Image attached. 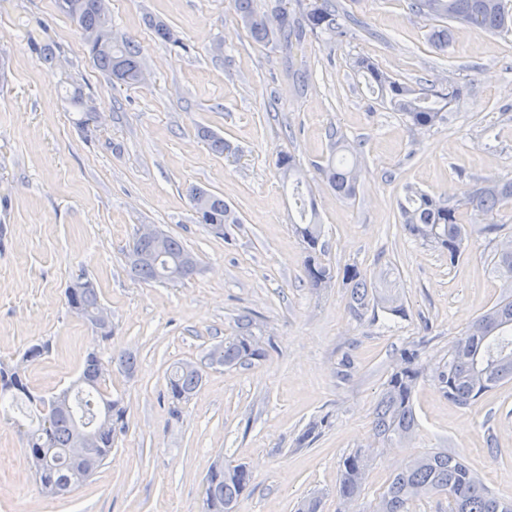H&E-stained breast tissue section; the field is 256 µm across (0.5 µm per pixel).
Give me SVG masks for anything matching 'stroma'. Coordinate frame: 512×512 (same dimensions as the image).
<instances>
[{
    "label": "stroma",
    "instance_id": "35a3bbf8",
    "mask_svg": "<svg viewBox=\"0 0 512 512\" xmlns=\"http://www.w3.org/2000/svg\"><path fill=\"white\" fill-rule=\"evenodd\" d=\"M348 34L305 33L291 47L255 42L232 0H106L117 36L142 49L146 78L126 86L94 67L58 0H0V361L37 343L49 350L25 367L38 395L68 387L88 353L110 370L105 391L125 409L112 455L74 494L36 484L27 429L0 411V512H204V482L217 458L245 465L252 485L237 512H297L304 499L336 512L346 456L373 448L354 512H372L395 465L432 448L462 455L494 495L512 498V381L468 409L432 379L413 395L417 430L386 452L372 411L403 350L446 359L456 338L512 292L494 261L512 239V208L490 216L492 242L462 212V253L408 235L407 187L463 194L512 172V32L456 24L446 50L438 22L410 0H333ZM182 44L157 40L146 16ZM56 56L47 63L41 47ZM370 59L402 83L453 77L460 100L444 122L416 132L377 100L353 63ZM92 102L89 126L73 97ZM338 127L361 144L355 198L340 200L320 167ZM210 130L233 153L213 152ZM296 157L336 278L316 290L294 233L288 182L276 166ZM223 198L237 215L227 236L197 221L188 187ZM180 238L198 260L176 283H145L127 267L141 225ZM367 279L375 312L355 319L345 269ZM91 280L112 323L102 339L71 311L66 292ZM404 305L406 316L388 314ZM251 314L266 355L251 364L205 367L188 401L173 404L175 362H200ZM123 352L133 374L111 367ZM349 370H342V360Z\"/></svg>",
    "mask_w": 512,
    "mask_h": 512
}]
</instances>
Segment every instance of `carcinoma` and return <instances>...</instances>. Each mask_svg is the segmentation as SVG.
<instances>
[{"label": "carcinoma", "mask_w": 512, "mask_h": 512, "mask_svg": "<svg viewBox=\"0 0 512 512\" xmlns=\"http://www.w3.org/2000/svg\"><path fill=\"white\" fill-rule=\"evenodd\" d=\"M253 0H234L235 9L257 42L278 39L288 42L294 28L288 10L277 9L282 19L277 27L252 7ZM60 8L81 32L91 58L111 79L134 85L142 81L141 48L130 38L117 39L112 22L101 0H59ZM415 13L432 18L466 24L489 33L512 30V0H411ZM304 28L313 33L343 34V16L330 0H308L302 4ZM369 83L380 92L381 100L394 112H400L415 127H431L444 118V111L460 97L453 83L438 88H415L394 80L387 72L365 58L356 61ZM330 188L342 199L356 196L360 170L357 163L328 162L322 169ZM198 221L217 234L224 225L237 224L224 200L199 187L187 189ZM512 205V175L474 186L461 198H445L422 191L407 193L400 206L407 232L448 252L455 259L461 252L464 225L460 208L488 214ZM306 251L305 277L312 288H326L334 270L321 259L319 249L321 225L312 221L294 225ZM198 264L195 255L183 243L164 235L158 247L134 239L127 254L130 274L143 282H166L183 260ZM344 279L351 284L350 311L362 318L370 301L365 278L355 268L345 270ZM74 312L89 320L102 308L97 288L90 281L75 288ZM264 356V348L254 339L251 319L241 317L239 333L212 347L205 356L206 365L232 367ZM99 359L87 354L76 383L48 398L34 395L26 378L12 372L0 362V401L10 397L24 401L43 415L37 428L27 434L28 459L41 491L49 496L70 495L82 486L112 455V442L125 429V409L102 389L103 378L97 374ZM425 366L418 350H406L400 365L391 373L373 412L376 435L382 442L393 444L408 438L415 430L416 416L412 396ZM448 402L463 409L472 407L484 394L501 383L512 380V295L496 301L475 319L457 339L448 359L431 370ZM202 369L186 362L172 366L167 375L170 398L188 400L199 388ZM92 426L91 455L78 464H69L62 456L74 447L80 430ZM374 449L359 450L342 463L336 488V512H351L352 502L360 496L365 475L373 459ZM58 457L56 469L43 467L45 457ZM252 476L242 465L210 469L204 491V512H235L250 489ZM448 495V512H497L507 502L492 494L465 460L446 449H432L403 463L387 489L379 495L374 512H407L414 499L426 494ZM512 505V500L507 502Z\"/></svg>", "instance_id": "cac0c4a2"}]
</instances>
